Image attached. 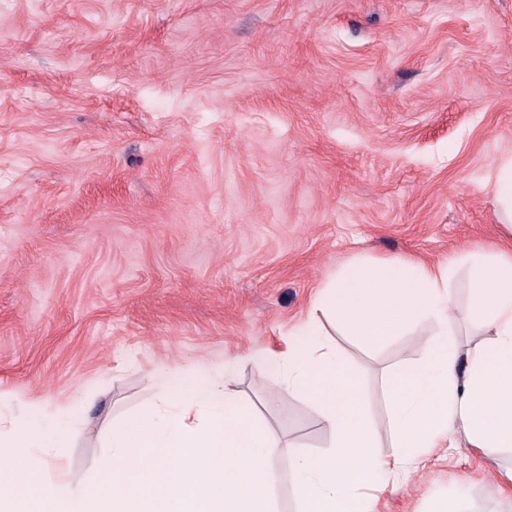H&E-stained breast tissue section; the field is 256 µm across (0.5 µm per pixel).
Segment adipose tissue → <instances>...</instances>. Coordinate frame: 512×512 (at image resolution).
Segmentation results:
<instances>
[{
    "label": "adipose tissue",
    "instance_id": "adipose-tissue-1",
    "mask_svg": "<svg viewBox=\"0 0 512 512\" xmlns=\"http://www.w3.org/2000/svg\"><path fill=\"white\" fill-rule=\"evenodd\" d=\"M470 262L462 301L451 279ZM324 317L371 347L420 339L419 359L385 379L388 446L376 439L358 379L324 337ZM464 321L479 327V340L460 341ZM251 359L259 375L280 378V394L312 401L332 440L328 452L291 456L297 512H376L377 493L407 485L442 451L512 448V247L434 264L354 260L319 289L283 352L261 349ZM148 380L161 404L112 423L114 464L92 488L76 473L39 483L28 464L27 450L47 456L76 435L72 419L11 422L0 435V512H275L278 443L267 426L209 368L158 369Z\"/></svg>",
    "mask_w": 512,
    "mask_h": 512
}]
</instances>
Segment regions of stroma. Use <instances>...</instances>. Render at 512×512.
<instances>
[{
  "label": "stroma",
  "mask_w": 512,
  "mask_h": 512,
  "mask_svg": "<svg viewBox=\"0 0 512 512\" xmlns=\"http://www.w3.org/2000/svg\"><path fill=\"white\" fill-rule=\"evenodd\" d=\"M511 149L512 0H0V414L97 429L39 481L94 484L159 366L227 368L281 441L326 450L312 402L267 413L250 353L284 350L352 260L500 243ZM323 327L388 442L381 378L416 338ZM509 469L464 448L380 512H483ZM493 190L498 208L507 218L505 235L512 240V149L494 162Z\"/></svg>",
  "instance_id": "obj_1"
}]
</instances>
